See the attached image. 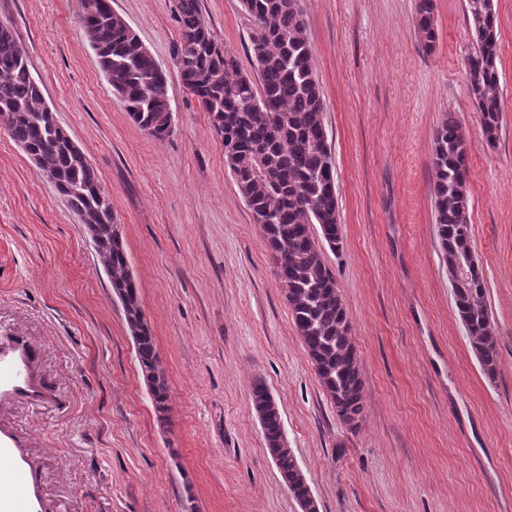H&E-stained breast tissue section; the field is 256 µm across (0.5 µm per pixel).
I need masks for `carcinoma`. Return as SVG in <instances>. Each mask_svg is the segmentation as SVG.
Instances as JSON below:
<instances>
[{
    "label": "carcinoma",
    "mask_w": 512,
    "mask_h": 512,
    "mask_svg": "<svg viewBox=\"0 0 512 512\" xmlns=\"http://www.w3.org/2000/svg\"><path fill=\"white\" fill-rule=\"evenodd\" d=\"M78 21L112 90L124 97L130 119L158 140L168 129L167 74L128 34L130 26L105 0H82ZM472 21L473 50L465 59L469 91L484 139L495 144L502 126L498 31L493 0H466ZM252 18L249 56L252 71L213 35L200 0H175L181 31L176 50L180 76L208 112L214 131L232 144L225 154L230 172L260 225L276 265L297 332L336 416L359 426L364 412L363 379L351 340L336 278L324 247H342L335 171L324 124V99L316 78L305 21L297 0H242ZM435 0H416V23L425 47L435 41ZM0 127L19 145L38 154L41 169L84 226L97 228L103 243L96 254L112 290H127L123 316L140 332V370L159 365L155 336L144 319L138 291L130 290L128 255L112 238L114 214L93 164L71 151L69 134L47 111L40 82L15 30L0 35ZM467 141L448 114L436 130L432 183L438 242L452 281L454 303L484 375L498 373L497 336L489 324L483 276H455L460 257L472 253L466 196ZM318 236H313V226ZM251 400L266 447L288 490L308 486L288 448L281 414L264 383L251 387Z\"/></svg>",
    "instance_id": "cac0c4a2"
}]
</instances>
